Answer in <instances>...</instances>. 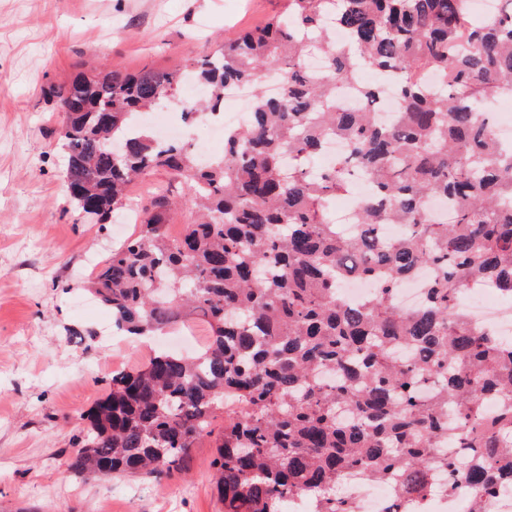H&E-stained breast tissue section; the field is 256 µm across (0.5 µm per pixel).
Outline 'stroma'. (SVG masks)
<instances>
[{"mask_svg": "<svg viewBox=\"0 0 512 512\" xmlns=\"http://www.w3.org/2000/svg\"><path fill=\"white\" fill-rule=\"evenodd\" d=\"M285 0H0V512H223L208 443L154 483L67 466L81 417L113 371L148 350L104 343L110 312L83 288L123 222L79 219L48 90L80 72L168 68Z\"/></svg>", "mask_w": 512, "mask_h": 512, "instance_id": "35a3bbf8", "label": "stroma"}]
</instances>
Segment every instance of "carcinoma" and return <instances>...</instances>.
Returning <instances> with one entry per match:
<instances>
[{"label":"carcinoma","mask_w":512,"mask_h":512,"mask_svg":"<svg viewBox=\"0 0 512 512\" xmlns=\"http://www.w3.org/2000/svg\"><path fill=\"white\" fill-rule=\"evenodd\" d=\"M287 2L182 68L81 73L49 92L79 214L96 224L130 206L137 214L91 278L112 324L135 339L194 318L208 329L192 354L157 349L112 373L69 468L158 481L212 436L220 413L209 467L224 512H290L293 501L356 512L344 490L355 471L414 512L437 487L492 512L512 492V340L475 325L456 300L485 283L512 296V143L494 140L489 111L512 94V0L485 18L468 0ZM363 69L396 79L400 107L385 124V84L357 82ZM271 71L283 75L274 98ZM189 76L204 96L188 116L216 111L230 87L251 91L245 123L206 164L193 145L158 141L140 123ZM340 85L353 86L349 107ZM335 137L346 153L317 166ZM108 139L121 150L107 152ZM158 170L171 179L130 197ZM360 177L371 190L344 237L329 204ZM431 200L452 204L450 220L434 219ZM181 207L189 219L175 236ZM382 224L404 235L386 241ZM424 270L423 305L398 310L397 289ZM348 276L375 292L348 305ZM488 400L499 405L492 415Z\"/></svg>","instance_id":"obj_1"}]
</instances>
